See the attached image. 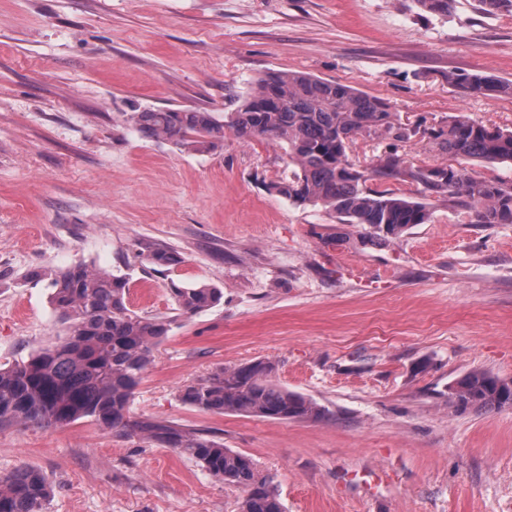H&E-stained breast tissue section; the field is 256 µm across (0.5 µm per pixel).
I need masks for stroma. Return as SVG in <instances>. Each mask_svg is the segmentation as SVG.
<instances>
[{
  "label": "stroma",
  "instance_id": "stroma-1",
  "mask_svg": "<svg viewBox=\"0 0 512 512\" xmlns=\"http://www.w3.org/2000/svg\"><path fill=\"white\" fill-rule=\"evenodd\" d=\"M295 71L439 128L459 112L512 130V97L449 73L512 82V16L453 0H0V364L62 332L40 267L83 261L130 278L131 309L172 318L136 416L203 429L272 479L285 512H512V408L455 410L472 370L512 381V224L447 203L388 246L273 191L284 150L225 130L195 152L131 112L224 118L255 80ZM151 240L182 261L134 255ZM222 288L179 315L172 285ZM256 360L324 406L321 421L215 415L183 387ZM40 470L44 512H239L243 488L170 448L79 420L0 430V474ZM448 83L470 94L512 96V82H503L489 76L451 73L448 75Z\"/></svg>",
  "mask_w": 512,
  "mask_h": 512
}]
</instances>
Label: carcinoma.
<instances>
[{
    "label": "carcinoma",
    "mask_w": 512,
    "mask_h": 512,
    "mask_svg": "<svg viewBox=\"0 0 512 512\" xmlns=\"http://www.w3.org/2000/svg\"><path fill=\"white\" fill-rule=\"evenodd\" d=\"M487 14L512 15V0H478ZM448 84L470 94L511 95L512 82L489 76L451 73ZM143 134L193 151L224 140V128L237 135L285 146L294 166L288 181L272 184L289 200L319 206L340 224H366L369 242L395 239L413 224L431 219L430 206L385 187L390 180L422 186L430 197L475 214L479 224H512V182L478 179L463 162H512V131L487 127L464 113L429 132L457 165L415 167L391 149L368 171L350 160L359 136L403 142L416 134L391 105L348 85L299 72H273L256 81L235 112L221 122L209 112L144 109L130 115ZM379 182L369 188L366 182ZM136 256L151 265L175 266L179 255L150 241L136 244ZM34 276L51 288V302L64 335L27 359L0 364V429L49 427L89 418L104 430L141 438L194 460L217 481L240 486L241 512H283L271 481L259 475L247 455L223 440L157 417H135L131 405L153 362L154 349L168 335L172 320L142 316L129 308V278L78 262ZM181 315L191 317L219 304L221 289L207 284L174 285ZM273 365L256 361L218 369L181 390L180 400L214 414L273 420L318 421L327 417L316 401L274 384ZM458 410L512 407V381L482 370L466 373L448 386ZM50 486L43 473L21 466L0 476V512H43Z\"/></svg>",
    "instance_id": "cac0c4a2"
}]
</instances>
